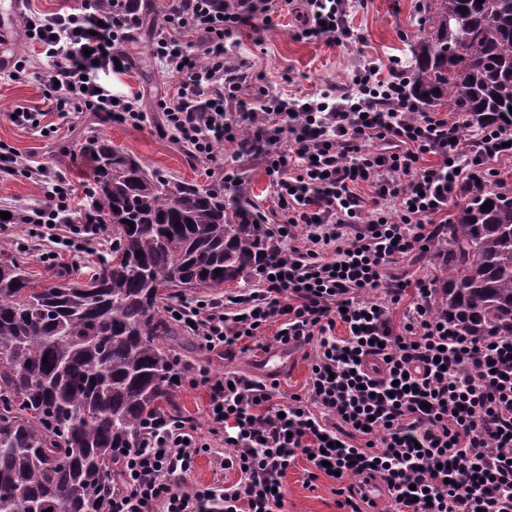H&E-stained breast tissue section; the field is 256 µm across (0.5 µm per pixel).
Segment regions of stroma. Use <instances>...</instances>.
Here are the masks:
<instances>
[{"label":"stroma","mask_w":512,"mask_h":512,"mask_svg":"<svg viewBox=\"0 0 512 512\" xmlns=\"http://www.w3.org/2000/svg\"><path fill=\"white\" fill-rule=\"evenodd\" d=\"M73 2L24 0L20 11L12 12L13 37L7 51L13 59H29L30 67L19 80L11 71H0V143L13 147L24 163L65 172L80 188L88 181L84 147L90 139L102 137L150 168L188 182L209 185L221 182L225 174H232L236 189L249 193L261 213H268L271 188L261 159L238 155L228 145L217 147L219 163L194 158L167 126L159 103L173 92L176 80L165 62L154 55L153 38L155 26L170 0H142L141 24L126 46L129 67L107 79L115 94L139 95L146 114L142 126L113 123L93 112L65 118L48 112L47 89L39 76L43 58L26 38L20 15L49 14ZM269 3L271 23L255 18L226 44L230 61L243 65L251 76L245 95L256 107L268 95L289 99L314 92L349 91L355 76L369 63L386 68L392 60H408V41L416 33L423 11V0H347L345 23L354 37L336 44L323 38L301 37L305 11L301 0ZM19 106L46 110L44 122L50 125V132L14 125L9 114ZM44 201L38 182L21 175L0 178V209H30ZM0 240L7 244V255L26 261L32 280L43 287L56 284L58 268L83 265L95 258L91 252H64L56 260H45L44 255L53 250V243L31 237L24 224L0 227ZM171 351L182 362L206 367L215 375L230 369L257 380L266 377L262 366L266 354L254 348L238 351L230 361L218 352L202 349L195 340L184 347L172 346ZM307 467L301 459L286 474L288 512H338L334 482L322 477L306 484Z\"/></svg>","instance_id":"35a3bbf8"}]
</instances>
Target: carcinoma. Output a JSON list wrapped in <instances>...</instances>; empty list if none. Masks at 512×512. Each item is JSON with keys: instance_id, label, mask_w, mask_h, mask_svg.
I'll return each mask as SVG.
<instances>
[{"instance_id": "carcinoma-1", "label": "carcinoma", "mask_w": 512, "mask_h": 512, "mask_svg": "<svg viewBox=\"0 0 512 512\" xmlns=\"http://www.w3.org/2000/svg\"><path fill=\"white\" fill-rule=\"evenodd\" d=\"M412 42L418 111L448 105V134L476 144L512 126V0H429ZM88 151L110 251L43 288L0 259V512H109L112 449L139 447L145 419L177 392L162 345L179 333L170 310L190 290L248 285L280 254L254 204L223 185L165 175L104 138ZM431 251L448 270L437 295L448 322L512 336V190L469 185Z\"/></svg>"}]
</instances>
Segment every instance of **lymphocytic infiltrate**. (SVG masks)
Masks as SVG:
<instances>
[{"label":"lymphocytic infiltrate","instance_id":"f902f5d3","mask_svg":"<svg viewBox=\"0 0 512 512\" xmlns=\"http://www.w3.org/2000/svg\"><path fill=\"white\" fill-rule=\"evenodd\" d=\"M345 11L344 0H306L305 35L350 39ZM250 19L225 12L223 0H175L153 53L178 81L164 115L192 156L210 160L231 143L265 161L286 249L257 268L258 289L185 300L177 312L203 348L228 359L264 336L302 352L306 391L281 404L277 383L183 366L208 392L209 429L180 414L149 418L141 447L115 451L122 471L112 512H285L283 479L301 458L309 480L333 479L339 512H373L364 491L372 482L384 487L388 512H512V336H468L437 313L435 279L383 275L428 252L436 217L463 186L498 177L487 163L512 156V127L489 128L475 152L449 140L447 114L415 111L410 74L395 65H366L341 94L270 96L250 107L239 98L248 72L225 59L226 40ZM140 23L137 0H80L62 13L23 16L48 63L43 82L59 116L88 111L141 125L139 97L113 96L100 81L126 64ZM192 33L204 36V57L186 50ZM428 155L435 165L423 166ZM0 171L44 190L43 206L12 221L66 247L97 241L100 224L73 221L75 189L63 172L23 165L5 145ZM211 436L239 477L187 484Z\"/></svg>","mask_w":512,"mask_h":512}]
</instances>
